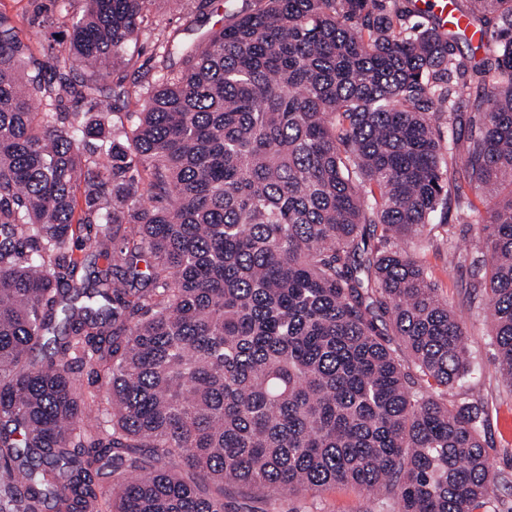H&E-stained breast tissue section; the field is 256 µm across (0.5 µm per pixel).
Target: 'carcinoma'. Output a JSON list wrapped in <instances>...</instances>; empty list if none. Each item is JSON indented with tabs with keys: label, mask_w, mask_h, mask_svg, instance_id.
I'll use <instances>...</instances> for the list:
<instances>
[{
	"label": "carcinoma",
	"mask_w": 512,
	"mask_h": 512,
	"mask_svg": "<svg viewBox=\"0 0 512 512\" xmlns=\"http://www.w3.org/2000/svg\"><path fill=\"white\" fill-rule=\"evenodd\" d=\"M84 2L44 61L0 11V512H101L105 474L109 512H496L425 251L482 198L512 384V0H453L475 48L414 0H255L163 36L157 77L128 52L152 0ZM246 502L247 505H244ZM241 506H251L252 509L271 510V512H376L371 501L357 490L343 486L332 487L316 496L300 494L294 496L283 495L277 499L272 507L264 502H248L241 499L228 503L226 512H243Z\"/></svg>",
	"instance_id": "1"
}]
</instances>
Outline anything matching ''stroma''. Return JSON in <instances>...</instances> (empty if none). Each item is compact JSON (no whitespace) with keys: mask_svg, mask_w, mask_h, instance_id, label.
I'll return each instance as SVG.
<instances>
[{"mask_svg":"<svg viewBox=\"0 0 512 512\" xmlns=\"http://www.w3.org/2000/svg\"><path fill=\"white\" fill-rule=\"evenodd\" d=\"M255 7L254 0H190L188 7L169 9L166 0H154L148 14L150 21L161 28L179 30L188 40L219 28L225 15L244 13ZM0 11L12 16L20 37L28 42L36 56H43L64 27L57 20L49 0H0ZM478 231L477 224L450 221L448 224L449 252L428 253L426 260L431 277L449 306L462 315L466 323V342L480 375L472 385L476 397L487 409L482 438L494 469L507 475V482L498 484L494 494L497 512H512V389L506 387L495 371V351L492 345L491 321L481 305H468L467 291L474 279L470 262L451 261L450 252L463 255L470 248ZM256 512H376L371 501L357 490L336 486L311 496L284 495L272 507L255 503Z\"/></svg>","mask_w":512,"mask_h":512,"instance_id":"stroma-1","label":"stroma"}]
</instances>
